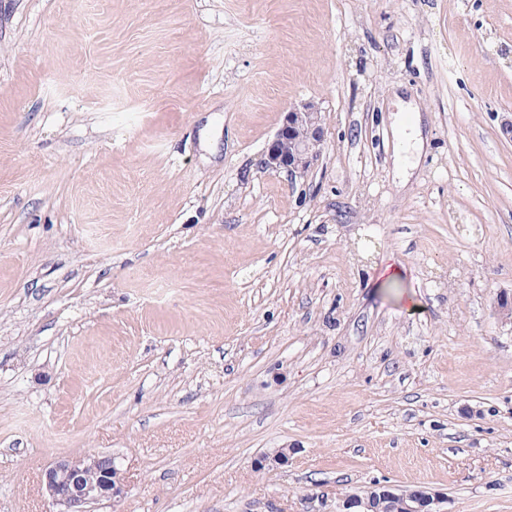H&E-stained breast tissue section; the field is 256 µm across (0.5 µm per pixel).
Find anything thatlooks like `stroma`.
<instances>
[{
  "mask_svg": "<svg viewBox=\"0 0 512 512\" xmlns=\"http://www.w3.org/2000/svg\"><path fill=\"white\" fill-rule=\"evenodd\" d=\"M510 121L512 0H0V512H512ZM325 140L321 112L313 103L289 110L264 154L265 168L288 176L304 175L317 160ZM399 135L405 145L404 154L395 155L396 167H404L408 165L410 159L419 156L424 147V142L420 137V115L418 112H412L404 117L398 124ZM42 486L59 512H91L92 505L123 494L124 477L110 456L63 457L42 471ZM403 489L393 486H378L369 490L365 495H352L343 501V512H379L381 503L382 512H438L435 505L439 503V495L426 487H419L409 494H404ZM392 498L398 500L386 501Z\"/></svg>",
  "mask_w": 512,
  "mask_h": 512,
  "instance_id": "obj_1",
  "label": "stroma"
}]
</instances>
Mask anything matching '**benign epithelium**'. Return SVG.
<instances>
[{"label":"benign epithelium","mask_w":512,"mask_h":512,"mask_svg":"<svg viewBox=\"0 0 512 512\" xmlns=\"http://www.w3.org/2000/svg\"><path fill=\"white\" fill-rule=\"evenodd\" d=\"M325 140L321 112L312 103L288 111L264 154L265 168L301 176L317 160ZM42 486L59 512H91L92 505L123 494L124 477L110 456L63 457L42 471ZM399 498L404 512H438L439 495L426 487L409 494L393 486H375L365 495H352L343 501V512H378L381 503Z\"/></svg>","instance_id":"7a95c632"}]
</instances>
